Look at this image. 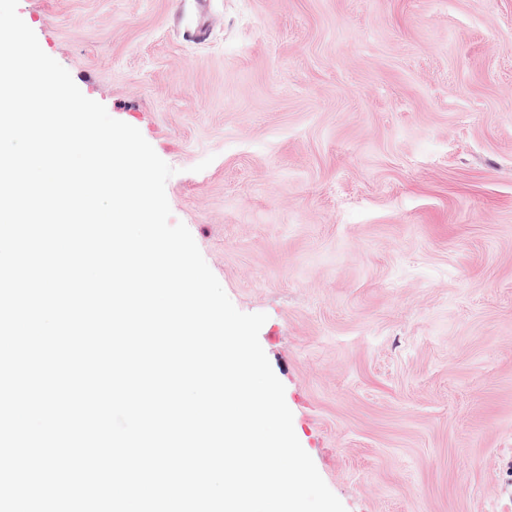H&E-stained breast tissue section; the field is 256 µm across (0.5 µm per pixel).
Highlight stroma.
<instances>
[{"instance_id": "obj_1", "label": "stroma", "mask_w": 512, "mask_h": 512, "mask_svg": "<svg viewBox=\"0 0 512 512\" xmlns=\"http://www.w3.org/2000/svg\"><path fill=\"white\" fill-rule=\"evenodd\" d=\"M175 168L346 512H512V0H19ZM206 23L203 41L186 37Z\"/></svg>"}]
</instances>
